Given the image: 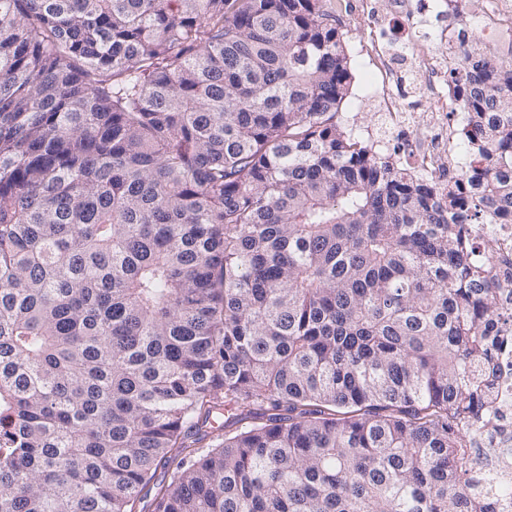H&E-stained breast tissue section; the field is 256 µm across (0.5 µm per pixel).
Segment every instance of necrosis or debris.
Instances as JSON below:
<instances>
[{
  "instance_id": "necrosis-or-debris-1",
  "label": "necrosis or debris",
  "mask_w": 512,
  "mask_h": 512,
  "mask_svg": "<svg viewBox=\"0 0 512 512\" xmlns=\"http://www.w3.org/2000/svg\"><path fill=\"white\" fill-rule=\"evenodd\" d=\"M473 9H458V0H439V14L455 15L459 21L478 17L482 33L512 32V0H472ZM438 51L420 57L417 72L427 96L425 105L405 102L401 81L391 66L393 54L379 34H372L369 50L372 65L383 77L377 102L385 125L378 139L383 150L393 142H406L402 155L408 168L432 176L444 185L458 177V146L448 117V105L459 97L457 87L448 79V62L455 49L454 38L440 33ZM472 233L483 244V254L497 270L493 287L497 288L505 308H512V224H476ZM494 402L491 421L483 434L497 460L494 474L508 485L507 494L496 497V512H512V327L500 338L493 363Z\"/></svg>"
}]
</instances>
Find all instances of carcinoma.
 <instances>
[{
  "instance_id": "1",
  "label": "carcinoma",
  "mask_w": 512,
  "mask_h": 512,
  "mask_svg": "<svg viewBox=\"0 0 512 512\" xmlns=\"http://www.w3.org/2000/svg\"><path fill=\"white\" fill-rule=\"evenodd\" d=\"M441 189L338 120L326 0H0V512H493L512 58ZM472 234L483 243V254L497 270L491 287L498 288L504 308H512V224H473Z\"/></svg>"
}]
</instances>
